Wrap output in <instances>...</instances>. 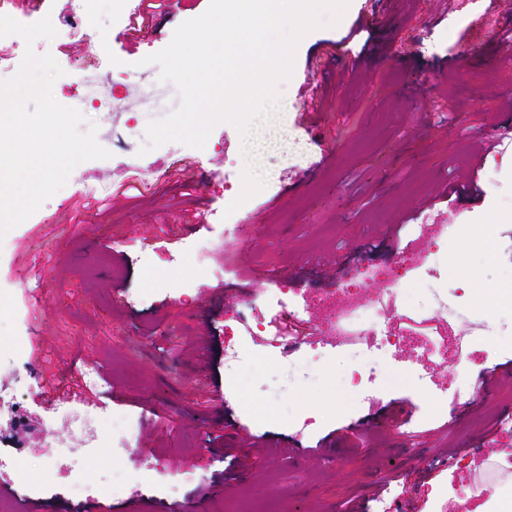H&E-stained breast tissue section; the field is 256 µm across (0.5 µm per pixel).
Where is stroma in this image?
<instances>
[{"instance_id":"obj_1","label":"stroma","mask_w":512,"mask_h":512,"mask_svg":"<svg viewBox=\"0 0 512 512\" xmlns=\"http://www.w3.org/2000/svg\"><path fill=\"white\" fill-rule=\"evenodd\" d=\"M210 0H167L138 33L128 4L96 0L93 17L72 18L69 0H0L23 24L50 17L57 34L34 43L63 70L59 104L83 73L120 65L141 71L179 106L173 83L146 56ZM512 0H350L341 22L299 43L281 83L287 153L268 157L265 187L238 209L242 142L217 125L204 148L166 143L140 154L132 127L145 106L137 88L101 86L111 108L90 110L110 158L78 164L64 187L0 240V390L16 389L14 419H0V456L23 463L7 512H341L369 483L385 490L368 512H472L457 495L483 458L512 451V404L480 387L486 368L512 363L493 342L436 367L433 385L413 379L412 352L394 348L364 399L348 388L341 355L304 375L302 348L263 360L227 347L236 314L250 305L283 314L307 333L325 315L320 296L351 286L368 303L365 267L413 263L414 223L468 224L448 258L449 286L492 289L512 276V253L488 255L484 225L512 212V154L488 138L512 113ZM405 223L401 243L382 236ZM209 245L197 258L189 245ZM98 367V383L83 372ZM28 382L16 387L14 377ZM83 384L82 397L53 401L40 381ZM222 398H214V386ZM98 407L126 416L129 452L87 448L59 480L43 479L47 432L70 440L65 414ZM316 415L301 431L290 418ZM372 439L359 438L362 423ZM413 440H406L405 428ZM279 451L245 452L247 435ZM223 446H210L213 438ZM321 445L318 455L307 449ZM242 450L230 467L226 449ZM455 449L430 469L439 449ZM127 492L112 493L113 471Z\"/></svg>"}]
</instances>
